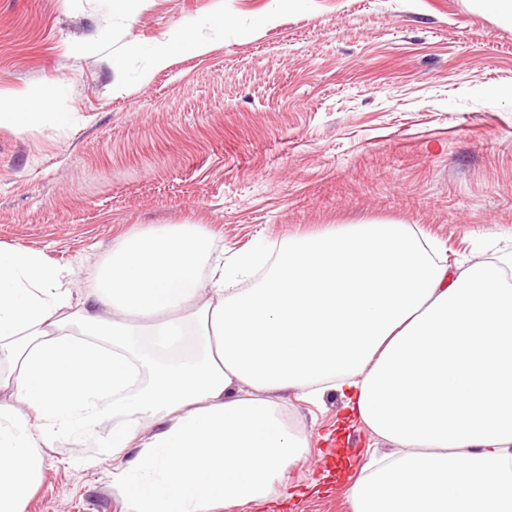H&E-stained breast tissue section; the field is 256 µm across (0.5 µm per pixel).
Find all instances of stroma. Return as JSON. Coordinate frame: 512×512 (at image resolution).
Wrapping results in <instances>:
<instances>
[{"label": "stroma", "instance_id": "stroma-1", "mask_svg": "<svg viewBox=\"0 0 512 512\" xmlns=\"http://www.w3.org/2000/svg\"><path fill=\"white\" fill-rule=\"evenodd\" d=\"M224 4V31L205 19ZM188 17L207 53L145 84L143 45ZM57 81L62 122L0 127V245L73 268L93 299L115 239L203 224L225 261L333 224L397 220L449 260L512 249V24L474 0H0V91ZM279 402L309 447L290 494L238 512H352L349 473L391 446L363 424L327 440L335 392ZM44 449L25 512H124L112 418Z\"/></svg>", "mask_w": 512, "mask_h": 512}]
</instances>
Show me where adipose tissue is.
Returning a JSON list of instances; mask_svg holds the SVG:
<instances>
[{
	"label": "adipose tissue",
	"mask_w": 512,
	"mask_h": 512,
	"mask_svg": "<svg viewBox=\"0 0 512 512\" xmlns=\"http://www.w3.org/2000/svg\"><path fill=\"white\" fill-rule=\"evenodd\" d=\"M195 25L147 46L138 82L207 53ZM63 91L0 94V126L55 119ZM70 285L43 252L0 246V512H25L53 436L91 438L107 412L113 455L138 451L115 475L131 512L282 495L308 446L273 399L288 390L340 393L395 446L362 467L352 512H512V281L499 263L449 262L411 225L371 220L290 237L272 265L261 245L228 264L201 225L167 224L120 237L94 304L74 307Z\"/></svg>",
	"instance_id": "1"
}]
</instances>
